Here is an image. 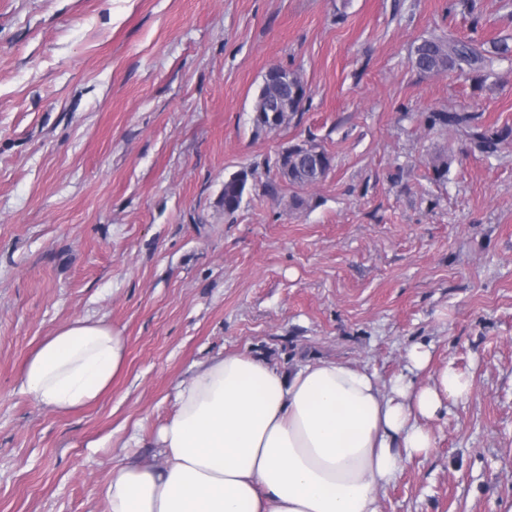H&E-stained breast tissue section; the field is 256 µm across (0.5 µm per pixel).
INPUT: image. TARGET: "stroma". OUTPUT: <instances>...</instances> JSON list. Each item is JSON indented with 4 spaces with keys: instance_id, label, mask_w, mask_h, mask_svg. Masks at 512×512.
Wrapping results in <instances>:
<instances>
[{
    "instance_id": "1",
    "label": "stroma",
    "mask_w": 512,
    "mask_h": 512,
    "mask_svg": "<svg viewBox=\"0 0 512 512\" xmlns=\"http://www.w3.org/2000/svg\"><path fill=\"white\" fill-rule=\"evenodd\" d=\"M450 31L512 43V0H0V512H104L125 456L160 464L175 386L214 356L286 374L334 359L385 382L416 343L432 355L417 383L450 363L474 389L427 421L434 447L380 491L381 512H500L512 61L482 82L420 74L414 47ZM273 65L309 100L287 129L258 133ZM435 112L508 138L481 153ZM303 141L333 168L297 190L275 159ZM242 169L228 217L224 181ZM85 316L125 336L127 364L97 403L56 413L18 378Z\"/></svg>"
}]
</instances>
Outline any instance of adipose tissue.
Listing matches in <instances>:
<instances>
[{"label":"adipose tissue","instance_id":"ef3b65f1","mask_svg":"<svg viewBox=\"0 0 512 512\" xmlns=\"http://www.w3.org/2000/svg\"><path fill=\"white\" fill-rule=\"evenodd\" d=\"M127 354L104 319H74L37 346L20 390L59 413L88 407ZM406 360L383 387L374 373L334 360L287 376L251 354L212 357L177 386L155 441L163 465L126 458L105 490L107 512H379V492L403 459L431 452L426 421L473 388L450 364L415 384L430 363L423 345Z\"/></svg>","mask_w":512,"mask_h":512}]
</instances>
